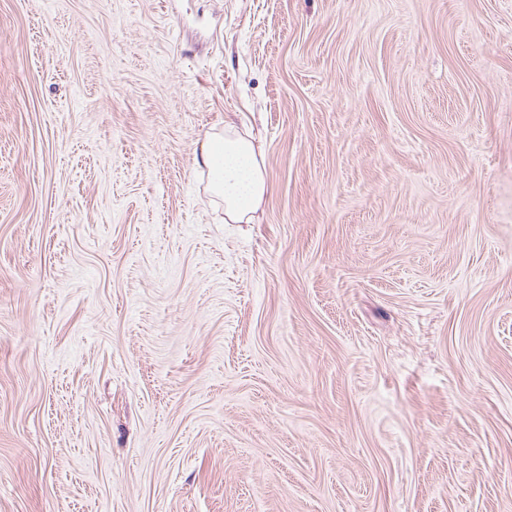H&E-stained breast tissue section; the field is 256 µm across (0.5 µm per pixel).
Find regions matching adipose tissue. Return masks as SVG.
<instances>
[{"label":"adipose tissue","mask_w":512,"mask_h":512,"mask_svg":"<svg viewBox=\"0 0 512 512\" xmlns=\"http://www.w3.org/2000/svg\"><path fill=\"white\" fill-rule=\"evenodd\" d=\"M193 165L206 169L210 192L224 203V221L249 224L267 192L263 157L251 135L233 125L207 136Z\"/></svg>","instance_id":"adipose-tissue-1"}]
</instances>
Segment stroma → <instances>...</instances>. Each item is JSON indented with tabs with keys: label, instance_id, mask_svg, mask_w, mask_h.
Segmentation results:
<instances>
[{
	"label": "stroma",
	"instance_id": "obj_1",
	"mask_svg": "<svg viewBox=\"0 0 512 512\" xmlns=\"http://www.w3.org/2000/svg\"><path fill=\"white\" fill-rule=\"evenodd\" d=\"M0 512H512V0H0ZM193 165L207 170L210 192L224 201L225 223L252 224L265 198L267 179L263 157L251 135L224 125L223 131L208 134Z\"/></svg>",
	"mask_w": 512,
	"mask_h": 512
}]
</instances>
